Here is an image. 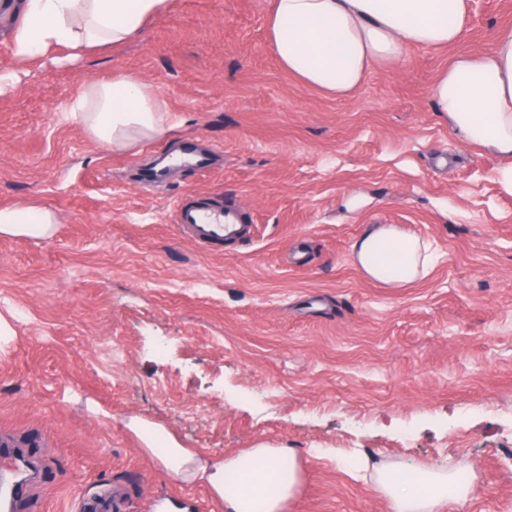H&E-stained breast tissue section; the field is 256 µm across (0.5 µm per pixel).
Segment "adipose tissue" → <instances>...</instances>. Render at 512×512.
Segmentation results:
<instances>
[{
  "mask_svg": "<svg viewBox=\"0 0 512 512\" xmlns=\"http://www.w3.org/2000/svg\"><path fill=\"white\" fill-rule=\"evenodd\" d=\"M168 0H25L10 49L20 63L58 45L77 53L133 40ZM469 24L466 0H272L267 16L270 47L282 68L303 84L345 97L369 72L398 64L410 48H449ZM432 96L452 133L462 142L491 148L502 160L501 189L512 194V27L499 28L490 51L455 55L438 75ZM99 143L123 150L162 137L169 115L156 89L125 73L86 83L64 107ZM57 214L19 203L0 208V235L50 236ZM357 265L373 280L402 287L430 271L431 246L394 226H370L354 243ZM180 480L202 481L223 501L225 512H283L302 482L289 448L265 444L201 462L191 449L170 443L159 456ZM396 464L376 468V484L391 512H448L468 492L452 474L419 469L414 480Z\"/></svg>",
  "mask_w": 512,
  "mask_h": 512,
  "instance_id": "1",
  "label": "adipose tissue"
}]
</instances>
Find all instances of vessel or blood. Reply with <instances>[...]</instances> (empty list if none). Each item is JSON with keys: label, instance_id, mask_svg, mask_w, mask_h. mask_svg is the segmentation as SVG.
<instances>
[{"label": "vessel or blood", "instance_id": "obj_1", "mask_svg": "<svg viewBox=\"0 0 512 512\" xmlns=\"http://www.w3.org/2000/svg\"><path fill=\"white\" fill-rule=\"evenodd\" d=\"M177 224L192 228L203 241L221 242L243 238L246 229L241 214L232 208L187 201L178 205ZM25 465L15 461L12 467L0 468V512H12L13 501L26 481Z\"/></svg>", "mask_w": 512, "mask_h": 512}]
</instances>
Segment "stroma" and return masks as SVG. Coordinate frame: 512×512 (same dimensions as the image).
Masks as SVG:
<instances>
[{"mask_svg": "<svg viewBox=\"0 0 512 512\" xmlns=\"http://www.w3.org/2000/svg\"><path fill=\"white\" fill-rule=\"evenodd\" d=\"M24 0H0V207L57 212L47 238L0 236V435L33 471L16 512H115L167 500L224 512L144 439L209 458L294 449L285 512H389L366 466H467L460 512H512V195L500 158L462 143L432 86L488 51L512 0H468L447 49L414 48L333 98L284 71L268 0H170L134 40L35 66L10 51ZM151 83L171 115L154 141L103 146L63 104L113 73ZM194 146L208 166L145 172ZM195 194L247 212L239 242L175 222ZM374 224L431 241L423 279L366 277Z\"/></svg>", "mask_w": 512, "mask_h": 512, "instance_id": "obj_1", "label": "stroma"}]
</instances>
